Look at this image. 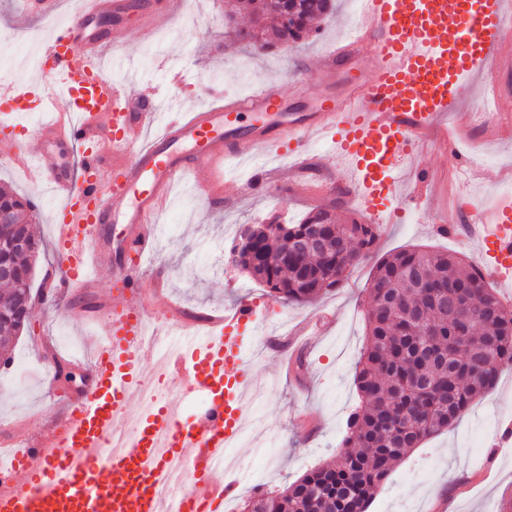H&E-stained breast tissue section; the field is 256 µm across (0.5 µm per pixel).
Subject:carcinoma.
Wrapping results in <instances>:
<instances>
[{"instance_id":"obj_1","label":"carcinoma","mask_w":512,"mask_h":512,"mask_svg":"<svg viewBox=\"0 0 512 512\" xmlns=\"http://www.w3.org/2000/svg\"><path fill=\"white\" fill-rule=\"evenodd\" d=\"M254 0H234L225 17ZM334 9L333 0H264L262 12L239 37L260 52L296 43L311 22ZM0 239L27 247L0 251V263L16 277L0 288V340L23 332L40 251L27 211L30 201L0 190ZM320 237L322 251L297 250L292 240ZM379 225L336 220L333 207H318L298 223L256 226L254 261L245 271L268 288L276 302L306 304L335 288L346 271L373 257ZM367 343L356 367L360 403L351 414L345 450L306 472L278 493H258L242 512H367L374 492L396 464L425 439L448 429L478 396L512 365V310L487 287L480 268L449 253L403 249L379 259L369 288Z\"/></svg>"}]
</instances>
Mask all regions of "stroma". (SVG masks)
Listing matches in <instances>:
<instances>
[{
  "label": "stroma",
  "instance_id": "stroma-1",
  "mask_svg": "<svg viewBox=\"0 0 512 512\" xmlns=\"http://www.w3.org/2000/svg\"><path fill=\"white\" fill-rule=\"evenodd\" d=\"M230 4L231 0H182L172 23L161 28L152 27L147 15L136 12L124 34L113 33L111 20H104L101 31L114 37L116 44L102 60L113 80L158 100L179 94L189 104L203 107L213 95L244 97L272 83L291 108L304 111L312 110L326 94L340 92L348 68L369 69L371 52L365 48L352 62L337 64L335 73L319 70L321 57L357 20L350 0H335L334 13L307 40L261 55L225 33L224 14ZM52 28V22L24 16L22 0H0V32L10 33L18 42L47 39ZM484 90L483 81L470 79L459 111L448 117L450 147L415 158V166L430 171L431 188L418 204L381 225L378 255L415 246L474 260L473 239L458 227L463 217L457 212V195L468 191L472 208L478 211L494 203L502 184L512 180V140H488L480 128L465 123L467 113L480 106ZM45 138L36 116L0 131V187L37 203L38 218L32 226L41 246L33 272L37 287L54 275L63 255L53 230L57 202L13 156L39 149ZM475 144L484 147L485 161L465 183L452 171L451 152H465ZM290 163L288 156L265 151L230 161L227 174L233 179L247 180L259 167L281 169L282 175L268 192L231 191L220 210L196 197L189 184L178 185L158 215L154 251L140 260L145 283L163 285L160 292L149 295L157 323H165L173 307L206 315L244 299L260 304L247 343L252 393L243 403L260 437L235 450L240 491L228 503L233 512L256 490L279 492L342 452L347 417L359 403L355 367L364 344L365 288L373 261L356 266L333 292L305 305L273 301L265 285L224 261L237 225L274 216L296 222L327 204V197H311L290 178ZM435 211L452 215L456 229L438 231L431 222ZM88 305V299L77 293L52 303L34 300L28 330L13 339L9 351L0 350V359L9 354L27 363L19 378L0 370V422L13 427L25 424L36 432L63 415L64 406L50 392L55 367L46 359L44 345L49 342L70 351L73 372L85 375L89 358L83 349L95 333L94 323L84 317ZM287 328L304 332L298 345L306 359L303 371L286 369L283 358L289 350L274 341L275 334ZM508 422H512L511 365L501 369L495 387L476 398L448 431L424 441L396 466L368 512H429L438 487L454 491L447 512H496L502 496L512 491V445L500 447L496 462L489 445Z\"/></svg>",
  "mask_w": 512,
  "mask_h": 512
}]
</instances>
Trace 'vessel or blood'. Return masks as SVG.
Instances as JSON below:
<instances>
[{
	"label": "vessel or blood",
	"instance_id": "vessel-or-blood-1",
	"mask_svg": "<svg viewBox=\"0 0 512 512\" xmlns=\"http://www.w3.org/2000/svg\"><path fill=\"white\" fill-rule=\"evenodd\" d=\"M178 7V0H153V26L169 25ZM128 10V0H85L60 20L40 52L51 60L59 90L0 86L1 101H30L52 115L33 173L58 200L55 231L65 251L58 291L98 287L104 258L115 288L97 318L89 390L65 394L61 421L19 434L15 460L0 465V512H223L238 483L218 482L216 463L246 422L241 402L251 378L242 331L255 320L254 305L245 300L226 309L221 327L204 335L186 332L180 316L172 318L176 344L155 376L176 374L187 390L205 389L207 421L183 427L165 397L135 411L151 352L149 315L140 272L125 257L153 251L156 217L185 175L220 207L230 186L228 160L286 150L299 170L309 164L310 142L324 136L344 160V182L358 191L368 222L392 220L415 201L400 195L395 166L414 157L437 119L455 110L467 76L512 69L501 40L504 0H360L354 28L321 60L332 69L361 45L371 46L370 76L348 79L341 98L292 112L278 90L265 85L245 98L221 96L176 113L157 133L155 101H140L138 91L113 83L100 67L106 39L93 25L108 14L114 29L123 30ZM245 112L258 114L257 123L240 125ZM79 145L85 148L79 164H67ZM117 200L123 209H113ZM108 224L129 231L105 247ZM473 239L482 270L512 289V194L481 213ZM118 437L126 438L125 450L102 457L101 448ZM175 463L186 467L188 485L160 496L151 488L152 474ZM107 468L123 476L122 486L102 482Z\"/></svg>",
	"mask_w": 512,
	"mask_h": 512
}]
</instances>
